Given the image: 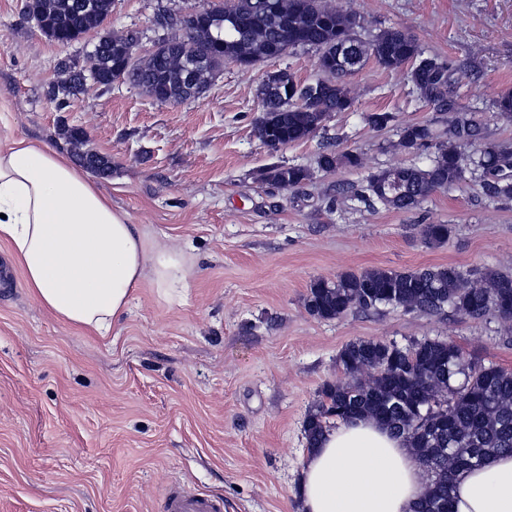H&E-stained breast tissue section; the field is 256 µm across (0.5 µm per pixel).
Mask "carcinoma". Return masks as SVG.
Wrapping results in <instances>:
<instances>
[{
    "label": "carcinoma",
    "mask_w": 512,
    "mask_h": 512,
    "mask_svg": "<svg viewBox=\"0 0 512 512\" xmlns=\"http://www.w3.org/2000/svg\"><path fill=\"white\" fill-rule=\"evenodd\" d=\"M110 5L111 0H28L27 11L47 38L64 45L101 28ZM359 24L355 14L333 0H231L221 12L205 17L185 35L170 38L161 52L144 59L130 54L134 35L100 36L105 48L88 52L85 66L67 59L57 63L58 80L49 85L48 95L73 96L86 77L95 75L121 77L151 96L162 92L166 103H181L194 97L187 71L196 58L203 63L196 67L195 80L205 89L216 72L211 59L257 62L277 58L287 48H314L324 78L301 83L281 71L260 88L263 115L258 134L290 144L315 136L328 113L352 108L354 96L346 77L369 58L385 69L408 64L417 94L445 115L446 128L440 133L423 123L401 127L396 147L427 151L428 163L376 170L353 197L372 208L381 204L407 211L438 189L458 187L468 172L488 196L512 201L511 176L484 177L512 157V145L485 143L484 116L457 111L449 64L427 54L401 30H386L364 42L357 35ZM495 109L494 118L512 122V90L497 96ZM64 134L88 170L111 169L106 157L85 148L81 130L67 129ZM461 144L473 147V154L463 156ZM318 166L326 171L359 167L361 159L327 149L319 155ZM309 178L302 165H273L263 174L266 182L286 189ZM420 233L428 244H443L451 228L424 224ZM387 305L430 314L449 310L471 318L500 313L511 320L512 274L493 266L474 273L452 265L406 271L378 268L344 273L334 281L315 278L304 302L306 311L322 320ZM337 365L344 379L325 384L306 415L307 446L319 444L332 418H372L405 436L432 474L417 512H438L439 503L451 498L456 471L495 454H512V372L467 358L456 345L440 339L402 347L357 340L342 349ZM442 448L453 449V459L440 457Z\"/></svg>",
    "instance_id": "1"
}]
</instances>
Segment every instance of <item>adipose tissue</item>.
<instances>
[{"label": "adipose tissue", "instance_id": "adipose-tissue-1", "mask_svg": "<svg viewBox=\"0 0 512 512\" xmlns=\"http://www.w3.org/2000/svg\"><path fill=\"white\" fill-rule=\"evenodd\" d=\"M0 241L37 303L108 337L144 281L187 287L181 254L147 245L71 158L27 138L0 146ZM431 475L406 438L370 418L328 428L302 463L301 512H416ZM456 512H512V455L455 472Z\"/></svg>", "mask_w": 512, "mask_h": 512}]
</instances>
